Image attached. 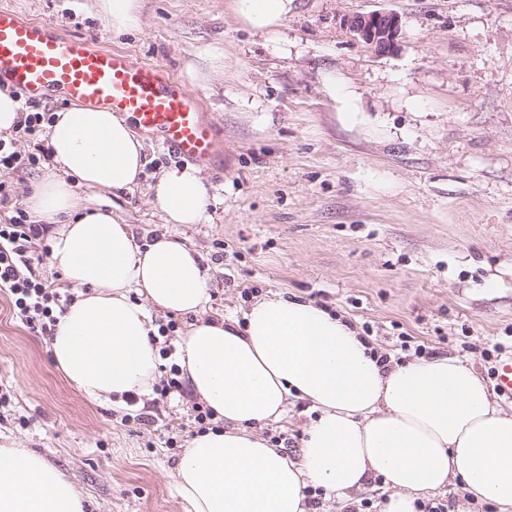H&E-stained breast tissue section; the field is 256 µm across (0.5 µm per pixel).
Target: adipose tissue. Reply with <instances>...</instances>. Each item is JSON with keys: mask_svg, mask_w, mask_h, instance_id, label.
<instances>
[{"mask_svg": "<svg viewBox=\"0 0 512 512\" xmlns=\"http://www.w3.org/2000/svg\"><path fill=\"white\" fill-rule=\"evenodd\" d=\"M232 9L274 40L295 0H233ZM47 145L52 164L26 205L47 221L50 262L78 292L48 339L67 380L116 406L150 395L152 312L192 318L176 360L224 426L193 436L174 468L186 512H308L306 487L346 498L374 475L392 490L384 512H417L421 496L457 480L512 512V415L472 368L448 356L380 362L341 316L281 294L259 297L239 319L203 318L211 279L192 246L165 233L142 245L132 225L79 209L77 188L139 185L147 160L132 118L73 103L55 112ZM152 191L167 223L206 220L200 168L166 171ZM292 398L318 413L296 460L254 432L284 419ZM0 512H84V503L41 456L0 448Z\"/></svg>", "mask_w": 512, "mask_h": 512, "instance_id": "obj_1", "label": "adipose tissue"}]
</instances>
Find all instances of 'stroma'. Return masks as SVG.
I'll list each match as a JSON object with an SVG mask.
<instances>
[{
    "label": "stroma",
    "mask_w": 512,
    "mask_h": 512,
    "mask_svg": "<svg viewBox=\"0 0 512 512\" xmlns=\"http://www.w3.org/2000/svg\"><path fill=\"white\" fill-rule=\"evenodd\" d=\"M22 18L166 65L199 92L223 149L202 173L217 199L202 224H169L151 190L185 159L146 140L131 192L78 189L138 238L170 234L212 276L210 314L243 315L282 291L342 315L393 361L453 356L479 377L512 346V0H296L280 42L242 29L231 0H139L113 35L99 0H0ZM397 12L394 52L354 40L346 18ZM351 92L344 117L326 77ZM43 167H0V216L23 207ZM190 393L134 407L87 398L45 336L0 294V448L44 458L86 512H185L169 437L193 431ZM145 413L150 425L127 421ZM314 416L295 400L263 426L298 459Z\"/></svg>",
    "instance_id": "stroma-1"
}]
</instances>
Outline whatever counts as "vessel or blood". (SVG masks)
I'll return each mask as SVG.
<instances>
[{
  "instance_id": "obj_1",
  "label": "vessel or blood",
  "mask_w": 512,
  "mask_h": 512,
  "mask_svg": "<svg viewBox=\"0 0 512 512\" xmlns=\"http://www.w3.org/2000/svg\"><path fill=\"white\" fill-rule=\"evenodd\" d=\"M2 81L31 99L58 94L131 115L158 146L199 164L209 163L222 146L202 97L166 67L48 30L0 5Z\"/></svg>"
}]
</instances>
